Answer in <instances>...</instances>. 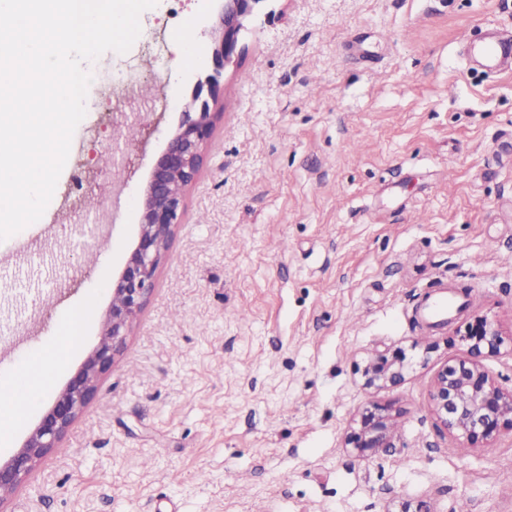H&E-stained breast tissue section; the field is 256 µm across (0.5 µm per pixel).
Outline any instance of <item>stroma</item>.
<instances>
[{"label": "stroma", "mask_w": 512, "mask_h": 512, "mask_svg": "<svg viewBox=\"0 0 512 512\" xmlns=\"http://www.w3.org/2000/svg\"><path fill=\"white\" fill-rule=\"evenodd\" d=\"M271 7L224 72V116L122 353L0 512H512V431L465 450L430 406L477 318L512 337V69L470 66L459 42L512 26V0ZM212 8L181 0L174 19L158 0L140 16L188 54L124 188L90 176L86 209L53 221L72 168L112 153V106L92 86L43 216L0 241V383L24 366L42 393L20 401L1 461L99 341L142 184L207 68ZM116 198L106 242L84 246L81 224ZM442 295L452 314L425 320ZM387 348L410 360L404 381L365 387ZM373 404L392 445L358 456L346 436Z\"/></svg>", "instance_id": "stroma-1"}]
</instances>
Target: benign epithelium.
Returning <instances> with one entry per match:
<instances>
[{
	"label": "benign epithelium",
	"instance_id": "obj_1",
	"mask_svg": "<svg viewBox=\"0 0 512 512\" xmlns=\"http://www.w3.org/2000/svg\"><path fill=\"white\" fill-rule=\"evenodd\" d=\"M214 19L202 36L210 39L211 66L194 82L190 101L163 151L155 158L142 190L138 232L124 267L113 281L112 299L100 339L81 369L56 396L23 446L0 462V507L36 462L60 447L67 432L95 398L102 378L123 350L133 324L155 286L159 266L181 223L186 189L197 178L203 151L212 136L216 106L224 101V70L241 51L247 23L265 0H218ZM468 356L442 366L435 374L430 400L443 426L471 447L502 430L512 431V391L500 388L482 358L501 352L504 339L486 319L469 333ZM400 350L377 352L363 367L367 387L395 386L405 377ZM391 416L373 405L363 409L346 445L358 455L391 447Z\"/></svg>",
	"mask_w": 512,
	"mask_h": 512
}]
</instances>
